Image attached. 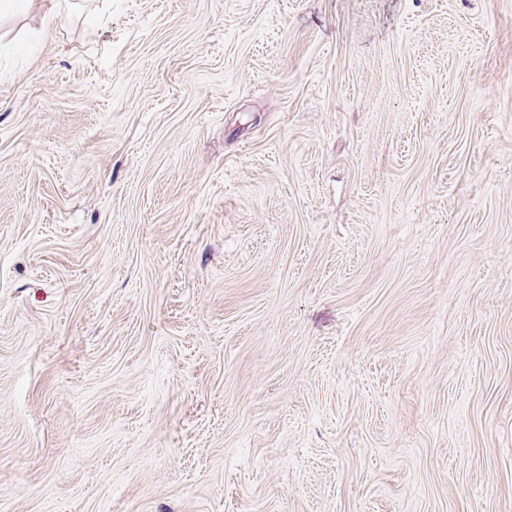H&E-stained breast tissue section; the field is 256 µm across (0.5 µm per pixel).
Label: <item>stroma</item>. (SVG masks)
I'll return each instance as SVG.
<instances>
[{"instance_id": "obj_1", "label": "stroma", "mask_w": 512, "mask_h": 512, "mask_svg": "<svg viewBox=\"0 0 512 512\" xmlns=\"http://www.w3.org/2000/svg\"><path fill=\"white\" fill-rule=\"evenodd\" d=\"M0 19V512H512V0Z\"/></svg>"}]
</instances>
